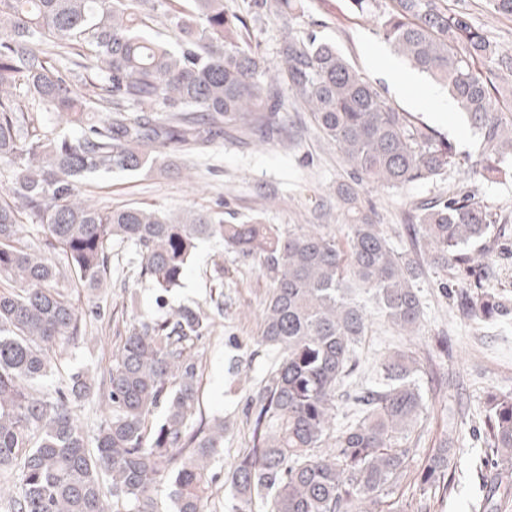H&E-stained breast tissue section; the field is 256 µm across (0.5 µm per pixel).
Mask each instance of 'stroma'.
I'll list each match as a JSON object with an SVG mask.
<instances>
[{"instance_id":"obj_1","label":"stroma","mask_w":512,"mask_h":512,"mask_svg":"<svg viewBox=\"0 0 512 512\" xmlns=\"http://www.w3.org/2000/svg\"><path fill=\"white\" fill-rule=\"evenodd\" d=\"M449 8H466L474 24L496 42L500 51L512 55V18L491 10L488 0H448ZM298 35L311 34L319 41L336 45L352 66L372 81H380L369 63V48L384 46L372 19L356 15L348 0H305L302 13L290 22ZM437 84L417 75L414 85L387 89L389 100L400 110L412 113L448 138L459 156L477 155L481 140L458 111L437 119L426 99ZM294 125L290 140L258 142L256 137L230 134L218 139L193 160L189 170L171 175L159 170L135 175L103 173L82 185L83 195L101 205L117 208L142 205L178 214L193 208H211L234 213L238 218L260 217L268 224H329L342 228L344 210L336 199L338 184L348 181L349 171L335 146L324 140L307 112L289 106ZM469 190L497 213L512 211V169L490 180L473 179L464 166L426 183L398 190L366 186L360 195L372 208L377 223L391 232L394 241L404 242L403 229L409 208L422 200ZM130 256L122 248L112 250V275L98 298L88 299L82 289L68 280L60 286L75 303L84 335L63 341L57 348V371L42 382L40 391L53 395L69 374L99 371L117 349L135 313L162 315L152 290L137 287L122 269ZM441 273L428 271L420 281L424 303L422 335L409 336L390 328L377 317L369 319V334L359 350L360 371L355 386L368 385L384 352L393 348L436 350L439 337H447L448 354L434 358L422 375L428 397L424 435L412 463L420 469L433 448L448 443L463 449L462 470L456 473L450 494L422 492L407 482L375 512H512V470L484 465L482 441L471 439L469 427L478 420L490 394L512 390V325L475 327L460 320L452 299L438 290ZM224 285V311L216 315L211 336L198 341L195 350L201 366L200 411L204 420L223 417L227 424L224 456L211 472L210 503L213 512H228L231 506L227 474L237 456L248 446L244 407L250 389L273 361L270 350L258 347L269 283L256 263L225 251L222 244L201 243L183 280L168 299L169 308L200 306L212 311L211 291ZM136 288L137 311L127 309L125 288Z\"/></svg>"}]
</instances>
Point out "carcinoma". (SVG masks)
Segmentation results:
<instances>
[{"label": "carcinoma", "instance_id": "carcinoma-1", "mask_svg": "<svg viewBox=\"0 0 512 512\" xmlns=\"http://www.w3.org/2000/svg\"><path fill=\"white\" fill-rule=\"evenodd\" d=\"M0 0V164L11 169L0 202V471L17 470L10 512H156L153 494L168 482L173 512H210V468L224 455V419L197 421L199 366L193 346L215 324L200 307L141 316L128 327L100 374L76 372L54 398L38 392L55 366L61 339L80 334L75 306L58 287L48 251L67 258L74 284L91 299L107 278L116 243L140 258L137 282L166 296L200 243L256 261L270 292L257 344L277 352L248 397L251 446L228 473L230 512H372L408 476L428 404L423 358L393 350L378 382L350 393L357 351L368 333L367 306L408 335L423 328L418 288L440 269L445 296L474 323L512 316V301L482 287L471 247L489 252L492 225L503 234L512 215L495 216L482 200L452 193L407 213L410 248L394 243L365 208L357 186L397 190L432 181L458 164L446 137L394 107L331 43L293 32L299 0ZM371 13L383 38L419 71L448 88L481 139L468 173L492 178L512 162V136L499 113L497 81L512 58L448 0H350ZM176 46L146 33L156 6ZM282 20L278 62L252 44L251 30ZM66 61L58 68L52 57ZM310 114L355 179L338 186L347 214L343 237L327 224L231 222L197 209L171 216L146 206L112 209L84 198L82 180L101 172L136 174L183 158L224 135V125L262 141L288 140L273 120L288 100ZM107 113L102 122L93 120ZM80 128L70 138L41 130V116ZM39 226L45 250L21 235ZM108 404L93 439L74 415L92 397ZM356 409L336 424L342 401ZM162 421L153 424L157 413ZM487 463H512V392L489 396L482 418ZM448 444L419 472L421 490H450Z\"/></svg>", "mask_w": 512, "mask_h": 512}]
</instances>
